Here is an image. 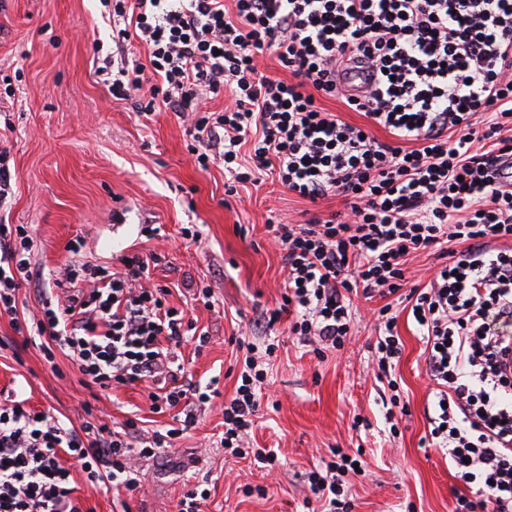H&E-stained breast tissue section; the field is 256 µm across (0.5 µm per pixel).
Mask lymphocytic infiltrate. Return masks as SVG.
I'll return each mask as SVG.
<instances>
[{
    "label": "lymphocytic infiltrate",
    "mask_w": 512,
    "mask_h": 512,
    "mask_svg": "<svg viewBox=\"0 0 512 512\" xmlns=\"http://www.w3.org/2000/svg\"><path fill=\"white\" fill-rule=\"evenodd\" d=\"M101 2L117 40L97 77L115 99L147 94L173 112L199 168L223 163L241 184L272 175L313 204L350 201L343 214L271 225L287 278L282 303L260 312L256 327L273 329L287 314L303 345L341 350L353 292L394 295L409 256L449 244L448 261L407 296L432 384L426 437L465 485L454 512H512V372L499 362L512 346V188L503 181L512 157V0ZM136 42L146 60L132 57ZM269 56L288 78L266 73ZM355 65L373 73L356 95L341 86ZM224 93L230 107L205 110ZM336 96L365 124L327 111L323 99ZM380 128L392 142L377 137ZM32 247L24 225L0 224V315L42 337L47 361L63 353L87 387L159 383L151 412L183 404L192 423L211 395L186 379L174 348L190 337L207 344L208 335L169 305L168 288L142 286L147 260L126 256L115 270L71 262L57 282L63 297L42 294L26 321L18 291L36 275ZM376 328V378L392 388L403 343L390 305L377 310ZM245 350L220 445L271 467L276 454L247 448L264 372L257 345ZM179 434L149 433L132 419L74 425L11 399L0 406V512H83L72 467L91 483L134 489L139 461ZM355 463L337 449L311 472L321 512H352L345 488Z\"/></svg>",
    "instance_id": "lymphocytic-infiltrate-1"
}]
</instances>
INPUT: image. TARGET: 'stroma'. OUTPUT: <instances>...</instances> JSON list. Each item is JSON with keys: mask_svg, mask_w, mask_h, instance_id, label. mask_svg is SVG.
Listing matches in <instances>:
<instances>
[{"mask_svg": "<svg viewBox=\"0 0 512 512\" xmlns=\"http://www.w3.org/2000/svg\"><path fill=\"white\" fill-rule=\"evenodd\" d=\"M103 11L100 0H5L0 7V148H8L15 175L11 208L0 219L29 227L31 260L42 273L38 285L21 288L20 300L35 310L38 290L52 289L73 260L113 267L125 255L158 254L143 284L170 288V305L208 333L203 349L188 341L180 352L187 376L215 384L217 394L171 448L143 462L140 488L94 484L75 467L74 498L84 512H177L183 494L204 479L205 512H302L309 473L338 448L360 456L365 470L349 483L353 512H452L463 484L425 438L424 343L399 302L395 376L408 414L397 435L384 423V386L373 370V304L359 296L352 338L340 351L316 355L284 322L272 331L279 345L263 363L250 445L273 449L278 465L261 468L224 452L221 406L242 363L234 340L249 336L256 312L277 307L284 292L286 271L267 221L285 213L299 224L312 206L268 177L227 194L231 175L219 164H194L172 113L141 114L133 102L112 98L95 74L98 54L112 48ZM148 225L162 239L145 233ZM186 227L198 231L197 242L184 239ZM76 239L83 242L77 254L69 250ZM203 286L213 291L211 305L192 298ZM20 384L28 408H50L62 419H78L88 404L101 424L133 416L150 432L173 423L171 414L150 411L146 386L88 388L68 358L47 362L38 337L24 338L0 317V400ZM359 417L367 427L355 428Z\"/></svg>", "mask_w": 512, "mask_h": 512, "instance_id": "obj_1", "label": "stroma"}]
</instances>
